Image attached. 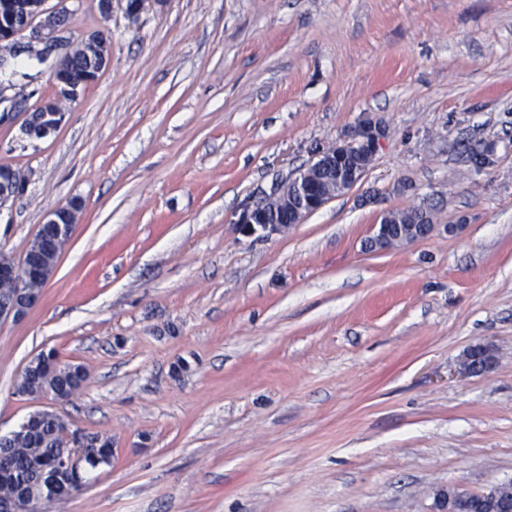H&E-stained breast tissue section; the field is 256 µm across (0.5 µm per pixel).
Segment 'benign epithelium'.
<instances>
[{
    "label": "benign epithelium",
    "mask_w": 512,
    "mask_h": 512,
    "mask_svg": "<svg viewBox=\"0 0 512 512\" xmlns=\"http://www.w3.org/2000/svg\"><path fill=\"white\" fill-rule=\"evenodd\" d=\"M75 0H40L38 10L28 14L26 6L17 0L0 4V48L17 54L21 47L44 56L63 42L69 16L75 11ZM111 44L103 30L87 32L67 41V49L60 54L51 70V80L56 87L54 98L41 102L36 110L24 113L23 127L33 139L42 138L59 129L66 112L64 101H75L84 90L98 79L99 71L88 70L77 78L73 64L90 57L97 45ZM386 136L382 123L368 120L360 124L341 142L312 153L309 163L295 177L277 186L261 204L249 206L239 217V224L247 232L261 229L269 233L288 230L299 224L309 214L319 210L336 197V188H321L312 179L310 171L326 166L339 167L338 183L342 190L354 186L373 161L381 141ZM27 176L3 166L0 176V208L25 188ZM81 204L76 200L50 211L30 240L20 259L0 254V281L13 285L12 292L0 298V323L24 318L41 300L43 290L54 276L60 256L70 242L80 223ZM438 229L436 224H416L401 230L392 224L391 212L383 213L375 225L369 247L385 250L431 236ZM495 368L491 345L482 343L470 346L460 363L465 376H480ZM73 450L62 458V465L77 471L84 464V449L91 447L83 432L71 431ZM466 497L480 498L494 508L512 512V503L499 501L495 485L475 493L443 490L436 495L435 512H458L459 503Z\"/></svg>",
    "instance_id": "obj_1"
}]
</instances>
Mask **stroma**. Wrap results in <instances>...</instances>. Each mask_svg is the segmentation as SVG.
<instances>
[{
    "label": "stroma",
    "instance_id": "obj_1",
    "mask_svg": "<svg viewBox=\"0 0 512 512\" xmlns=\"http://www.w3.org/2000/svg\"><path fill=\"white\" fill-rule=\"evenodd\" d=\"M95 30L111 63L48 138L21 128L49 65L19 53L0 84V165L29 177L0 253L82 207L39 304L0 324V435L41 406L15 385L52 349L87 371L56 411L112 438L40 512H434L512 480V0H164L134 22L81 0L67 34ZM368 118L388 132L357 184L241 230ZM419 206L433 236L367 250ZM479 342L495 368L461 375Z\"/></svg>",
    "mask_w": 512,
    "mask_h": 512
}]
</instances>
